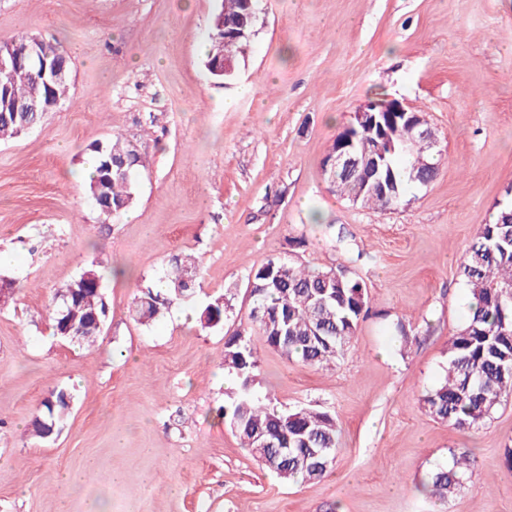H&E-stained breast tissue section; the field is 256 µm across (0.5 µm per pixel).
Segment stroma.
I'll return each mask as SVG.
<instances>
[{
  "instance_id": "stroma-1",
  "label": "stroma",
  "mask_w": 512,
  "mask_h": 512,
  "mask_svg": "<svg viewBox=\"0 0 512 512\" xmlns=\"http://www.w3.org/2000/svg\"><path fill=\"white\" fill-rule=\"evenodd\" d=\"M217 0H0V42L56 39L68 98L0 142V512H512V398L476 430L429 417L464 323L460 258L512 204V0H262L234 76L204 66ZM425 113L445 156L397 209L332 193L322 162L378 94ZM119 134L147 165L129 214L87 191L91 145ZM290 253L363 281L369 314L335 367L262 337L256 389L282 409L328 412L340 446L320 480L261 468L224 424L236 382L224 341L248 277ZM201 262L193 296L136 322L172 256ZM107 314L93 346L54 333L52 296L86 270ZM223 297L224 321L204 307ZM72 406L59 434L31 422L48 390ZM474 474L439 504L422 490L451 451ZM68 473L82 474L64 484Z\"/></svg>"
}]
</instances>
